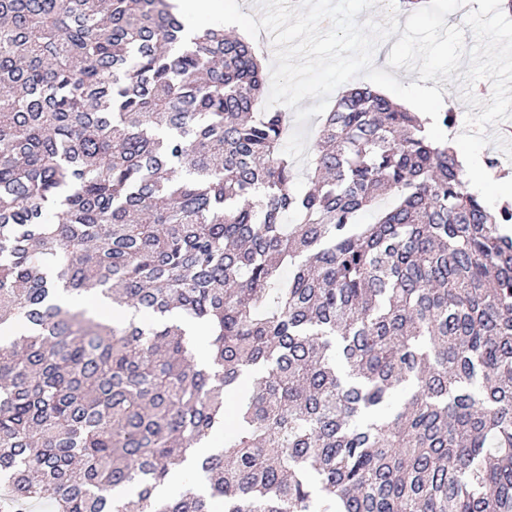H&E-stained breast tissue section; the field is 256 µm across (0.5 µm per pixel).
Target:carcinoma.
Masks as SVG:
<instances>
[{"label":"carcinoma","instance_id":"obj_1","mask_svg":"<svg viewBox=\"0 0 512 512\" xmlns=\"http://www.w3.org/2000/svg\"><path fill=\"white\" fill-rule=\"evenodd\" d=\"M186 32L0 0V512H512V204L365 85L294 190L253 44ZM217 430L206 492L155 498ZM493 178L494 175L490 173L485 175L484 178L481 180H472L470 182L469 180H467V185L471 191L478 192L483 190L485 183L487 181H492ZM481 196L484 198L486 203L492 208L497 207L499 206V204H502L503 202L506 201L512 202V191L510 192L509 190L506 193L495 183H488L487 185H485V189L482 192Z\"/></svg>","mask_w":512,"mask_h":512}]
</instances>
